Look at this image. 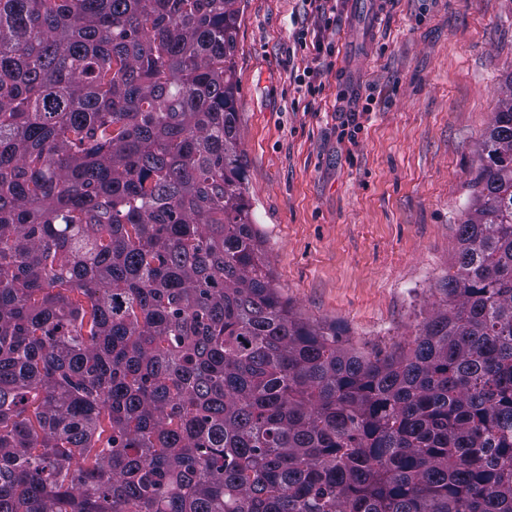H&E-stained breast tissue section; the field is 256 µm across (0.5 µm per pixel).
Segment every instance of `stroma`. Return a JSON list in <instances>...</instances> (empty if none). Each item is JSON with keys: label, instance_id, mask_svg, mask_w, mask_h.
<instances>
[{"label": "stroma", "instance_id": "35a3bbf8", "mask_svg": "<svg viewBox=\"0 0 512 512\" xmlns=\"http://www.w3.org/2000/svg\"><path fill=\"white\" fill-rule=\"evenodd\" d=\"M235 68L276 288L355 345L409 339L457 258L512 72V0H242Z\"/></svg>", "mask_w": 512, "mask_h": 512}]
</instances>
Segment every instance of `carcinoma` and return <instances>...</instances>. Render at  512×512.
<instances>
[{"label": "carcinoma", "mask_w": 512, "mask_h": 512, "mask_svg": "<svg viewBox=\"0 0 512 512\" xmlns=\"http://www.w3.org/2000/svg\"><path fill=\"white\" fill-rule=\"evenodd\" d=\"M240 0H0V512H512V101L381 353L273 285Z\"/></svg>", "instance_id": "cac0c4a2"}]
</instances>
